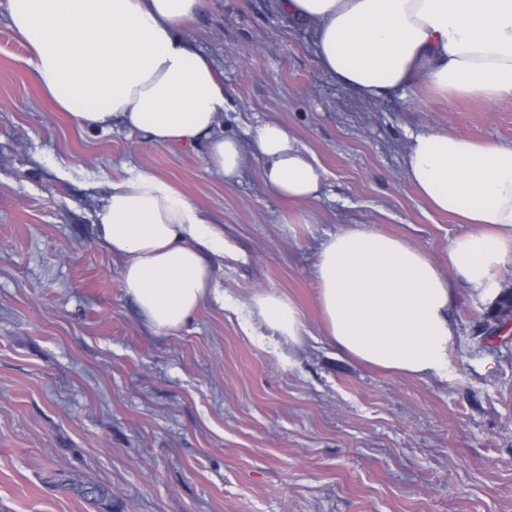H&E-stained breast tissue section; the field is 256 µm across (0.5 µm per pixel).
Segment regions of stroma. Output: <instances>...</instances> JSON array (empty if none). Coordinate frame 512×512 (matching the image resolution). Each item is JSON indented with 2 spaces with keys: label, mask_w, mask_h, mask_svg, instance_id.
I'll return each instance as SVG.
<instances>
[{
  "label": "stroma",
  "mask_w": 512,
  "mask_h": 512,
  "mask_svg": "<svg viewBox=\"0 0 512 512\" xmlns=\"http://www.w3.org/2000/svg\"><path fill=\"white\" fill-rule=\"evenodd\" d=\"M224 76L227 135L276 120L322 167L311 224L252 157L227 182L202 150L81 130L40 92L0 0V512H512V336H476L494 299L456 290L437 374L411 377L330 345L313 280L327 234L380 229L448 268L467 224L405 179L411 135L512 143V101H372L317 63L276 0H205L190 29ZM172 181L224 226L220 296L156 332L127 295L93 213L114 168ZM286 296L300 350L251 335L232 303Z\"/></svg>",
  "instance_id": "1"
}]
</instances>
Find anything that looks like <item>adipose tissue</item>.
<instances>
[{
    "label": "adipose tissue",
    "instance_id": "1",
    "mask_svg": "<svg viewBox=\"0 0 512 512\" xmlns=\"http://www.w3.org/2000/svg\"><path fill=\"white\" fill-rule=\"evenodd\" d=\"M204 0H9V25L32 53L35 81L81 129L139 131L161 145L203 147L208 170L237 179L249 164L222 131L224 82L188 29ZM312 34L321 68L369 100L413 86L446 99L512 100V0H279ZM268 188L310 224L319 164L281 123L252 131ZM406 178L429 207L471 225L448 245V273L380 229H346L320 244L313 269L329 343L408 376L440 370L455 333L457 285L497 286L512 259V144L448 132L412 136ZM100 242L122 261L127 294L156 331L181 328L213 288L227 251L208 220L169 180L137 171L112 180L96 212ZM249 320L299 347L297 305L255 292Z\"/></svg>",
    "mask_w": 512,
    "mask_h": 512
}]
</instances>
